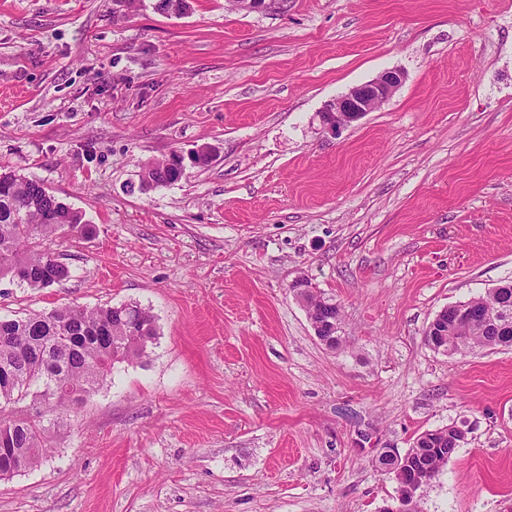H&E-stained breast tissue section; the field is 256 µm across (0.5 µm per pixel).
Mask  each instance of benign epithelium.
<instances>
[{"label":"benign epithelium","instance_id":"obj_1","mask_svg":"<svg viewBox=\"0 0 512 512\" xmlns=\"http://www.w3.org/2000/svg\"><path fill=\"white\" fill-rule=\"evenodd\" d=\"M405 78L406 75L402 70L392 69L382 72L367 82L350 87L348 91L328 101L322 107L319 118L323 129L336 135L342 128L380 108L399 90ZM291 288L303 307L312 309L309 322L319 342L328 348L336 346L338 340L337 336L332 334V326L339 324V319L327 317L323 308L317 307L321 299L311 300L314 293L306 278H297L291 284ZM507 311L509 307L504 301L486 311L454 304L451 306V311L448 312L443 308L435 315L432 325L428 326V332L431 336H446L448 330L457 329L476 316L489 320L490 325L494 326L496 315ZM429 484L428 473L414 474L412 481L398 492L392 502L383 506L380 512H417L421 492Z\"/></svg>","mask_w":512,"mask_h":512}]
</instances>
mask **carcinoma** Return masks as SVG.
<instances>
[{
	"label": "carcinoma",
	"instance_id": "1",
	"mask_svg": "<svg viewBox=\"0 0 512 512\" xmlns=\"http://www.w3.org/2000/svg\"><path fill=\"white\" fill-rule=\"evenodd\" d=\"M182 178L178 166L150 170L140 189L172 185ZM86 229L83 218L41 180L0 169L1 279L39 289L67 280L70 270L53 260L52 246ZM157 336L150 310L128 302L0 317V468L20 457L31 470L50 448V427L17 414L21 404L30 398L64 411L81 403L112 377L116 365L146 357ZM444 345L449 354L491 345L512 347V315L498 328L476 318L464 334L448 335ZM437 441L443 448L434 451L427 447L425 434L416 438L414 454L399 469L400 483L409 482L416 471L438 477L461 441L446 430Z\"/></svg>",
	"mask_w": 512,
	"mask_h": 512
}]
</instances>
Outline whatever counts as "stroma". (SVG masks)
<instances>
[{
    "label": "stroma",
    "mask_w": 512,
    "mask_h": 512,
    "mask_svg": "<svg viewBox=\"0 0 512 512\" xmlns=\"http://www.w3.org/2000/svg\"><path fill=\"white\" fill-rule=\"evenodd\" d=\"M0 0V167L89 222L0 316L136 302L145 362L0 480V512H377L383 449L462 427L422 512H512V348L434 351L444 307L512 280V0ZM402 87L339 136L324 104ZM203 145L183 179L142 164ZM341 306L315 337L292 282ZM144 166L139 175L140 189L142 191L151 190L159 186H167L177 183L183 178L184 173L179 166H170L164 169H155L148 171L146 177L143 179ZM143 179V180H142Z\"/></svg>",
    "instance_id": "35a3bbf8"
}]
</instances>
